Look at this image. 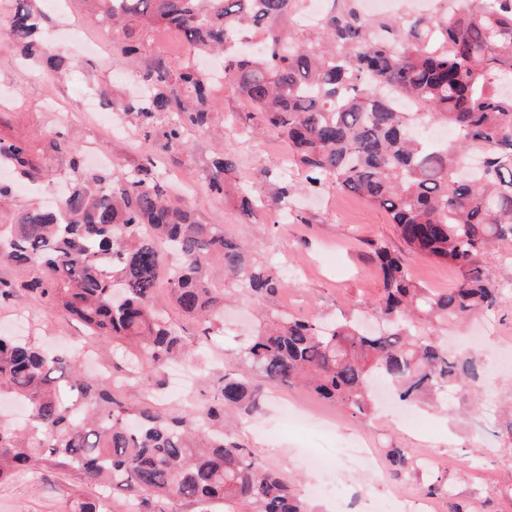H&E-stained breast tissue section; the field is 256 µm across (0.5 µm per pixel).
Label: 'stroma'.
<instances>
[{
    "label": "stroma",
    "instance_id": "35a3bbf8",
    "mask_svg": "<svg viewBox=\"0 0 512 512\" xmlns=\"http://www.w3.org/2000/svg\"><path fill=\"white\" fill-rule=\"evenodd\" d=\"M37 5L49 36L48 51L63 56L64 66L54 70L43 61L23 58L18 48L0 47V139L25 142L44 174L40 186L19 184L0 217L57 196L70 173V155L52 151L50 141L103 150L118 174L151 158L170 173L175 197L193 208L199 221L223 225L226 237L248 243L257 261L288 277L290 287L264 300L266 311L327 320L370 311L381 286L370 259L372 243L397 253L404 250L383 211L358 196L328 190L317 198H294L291 211L266 209L256 222H242L235 200L212 195L203 178L215 149L233 146L239 154V180L261 192L276 175L270 159L285 154L286 146L258 126L255 112L232 84L215 86L212 124L191 135L189 150L164 148L162 140L145 137L135 125L129 135L111 134L105 116L115 100L135 92L147 65L159 57L186 58L181 33L155 29L142 54L126 58L115 50L117 37L111 29L87 18L83 0H69L60 10L50 8L48 0ZM408 268L413 281L425 288L445 290L458 282L457 271L445 262L412 255ZM208 277L227 298L224 324L199 348L197 368L185 390L166 386L168 406L177 410L188 402L204 404L211 380L221 373L248 380L259 411L233 433L299 490L314 483L339 487L337 497L313 499L314 512H399L393 492L422 497L433 483L440 487L433 497L435 512H448L452 500L470 504L472 512H512V497L505 491L512 484V447L493 435L497 410L512 406V290L494 311L437 331L450 348L474 352L483 360L477 402L450 396L439 405L420 406L419 426L408 428L399 421L402 404L394 398L385 401L374 419L364 421L303 387L268 384L243 354L256 326L250 307L229 287L222 263H214ZM4 327L19 328L21 335L71 355L89 348L83 363L87 373L126 368L120 346L95 341L34 295L14 306L0 305V329ZM478 418L484 427L476 435L470 427ZM360 433L367 435L379 459H387L391 449L411 448L432 463L398 480L384 469L352 472L341 465L337 449ZM98 493L74 474L45 469L39 477L20 475L1 484L0 512H77L79 504Z\"/></svg>",
    "mask_w": 512,
    "mask_h": 512
}]
</instances>
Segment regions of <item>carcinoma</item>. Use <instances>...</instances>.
<instances>
[{
  "label": "carcinoma",
  "instance_id": "obj_1",
  "mask_svg": "<svg viewBox=\"0 0 512 512\" xmlns=\"http://www.w3.org/2000/svg\"><path fill=\"white\" fill-rule=\"evenodd\" d=\"M95 21L123 34L118 51L140 53L156 27L179 29L193 52L224 58V77L288 144L306 172L307 191L354 193L384 211L408 253L446 262L460 273L446 291L418 287L404 254L373 244L382 294L371 303L383 328L366 332L352 320L265 314L245 349L273 385H302L364 419L375 379L413 403L452 390L464 397L480 379V360L449 351L423 329L489 312L504 283L486 266L491 248L512 245V0H431L429 11L368 15L361 0H328L317 25L299 19L307 0H85ZM36 0H16L5 38L28 56L42 51ZM265 47L239 50L244 32ZM121 113L152 132L170 116L162 138L188 149V133L208 128L214 112L202 74L188 60H159L141 76L139 95ZM428 125L454 137L433 142ZM70 190L57 209L40 206L0 224V266L36 272L0 279V303L35 292L46 307L84 324L105 343L124 348L147 394L162 385L173 359L191 346L156 296L165 280L169 302L207 336L224 308L208 269L224 264L228 286L250 304L288 286L283 277L204 224L171 198L172 185L154 163L113 181L84 166L71 148ZM0 162L33 179L30 150L0 140ZM239 157L220 149L205 170L209 191L232 192L243 221L283 206L294 186L266 193L234 182ZM112 375L86 376L75 360L32 340L0 333V395L26 403L23 428L0 417V482L35 466L69 470L125 496L133 512H165L184 501L193 512H310L297 493L241 442L227 436L239 411L252 415L248 381H212L206 406L175 414L117 399ZM396 473L414 469L406 448L389 454Z\"/></svg>",
  "mask_w": 512,
  "mask_h": 512
}]
</instances>
